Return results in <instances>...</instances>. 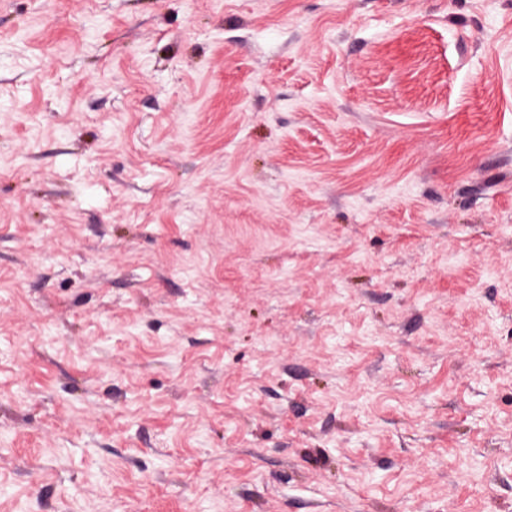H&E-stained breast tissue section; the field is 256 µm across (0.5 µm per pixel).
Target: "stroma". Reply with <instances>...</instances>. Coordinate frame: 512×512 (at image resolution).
<instances>
[{
    "instance_id": "stroma-1",
    "label": "stroma",
    "mask_w": 512,
    "mask_h": 512,
    "mask_svg": "<svg viewBox=\"0 0 512 512\" xmlns=\"http://www.w3.org/2000/svg\"><path fill=\"white\" fill-rule=\"evenodd\" d=\"M0 512H512V0H0Z\"/></svg>"
}]
</instances>
